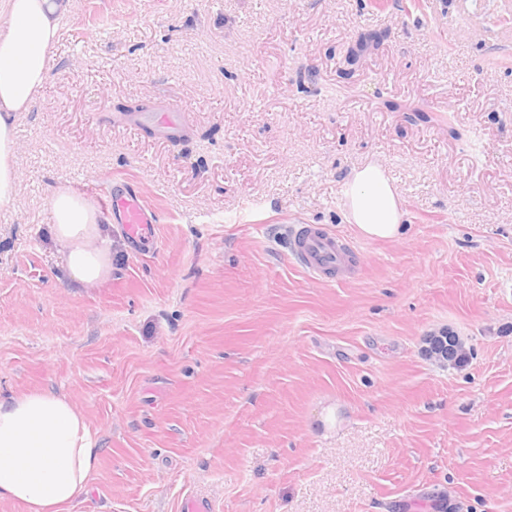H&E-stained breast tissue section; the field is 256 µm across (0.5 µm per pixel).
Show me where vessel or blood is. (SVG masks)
I'll return each mask as SVG.
<instances>
[{
  "label": "vessel or blood",
  "mask_w": 512,
  "mask_h": 512,
  "mask_svg": "<svg viewBox=\"0 0 512 512\" xmlns=\"http://www.w3.org/2000/svg\"><path fill=\"white\" fill-rule=\"evenodd\" d=\"M180 107L166 105L149 116L158 132L168 135L179 131ZM102 204L112 210L126 235L135 242L147 239L153 219L140 195L111 191L105 194ZM296 262L314 279L325 280L346 272L351 262V252L334 234L323 228L303 224L291 232Z\"/></svg>",
  "instance_id": "vessel-or-blood-1"
}]
</instances>
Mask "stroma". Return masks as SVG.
Here are the masks:
<instances>
[{"mask_svg":"<svg viewBox=\"0 0 512 512\" xmlns=\"http://www.w3.org/2000/svg\"><path fill=\"white\" fill-rule=\"evenodd\" d=\"M184 105L183 137L120 101ZM396 102L398 110L387 109ZM0 208V395L48 389L101 448L73 512H512V0H74ZM377 162L406 232L341 187ZM138 189L73 288L47 198ZM349 240L318 281L292 225ZM460 338L452 366L425 339ZM343 216L368 239L398 240L406 215L398 188L377 162L352 170L343 182ZM102 205L112 210V215L117 216L118 224L123 225L124 232L132 241L147 239L153 219L140 195L112 190L104 195Z\"/></svg>","mask_w":512,"mask_h":512,"instance_id":"1","label":"stroma"}]
</instances>
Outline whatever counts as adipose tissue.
Returning a JSON list of instances; mask_svg holds the SVG:
<instances>
[{
    "label": "adipose tissue",
    "instance_id": "adipose-tissue-1",
    "mask_svg": "<svg viewBox=\"0 0 512 512\" xmlns=\"http://www.w3.org/2000/svg\"><path fill=\"white\" fill-rule=\"evenodd\" d=\"M73 0H7L0 19V206L19 186L16 122L43 86L59 21ZM343 216L368 239L403 235V201L377 162L352 170L343 182ZM49 234L70 285L83 288L112 276V222L86 196L54 191ZM101 450L84 415L64 395L36 390L0 396V500L27 512H71L99 464Z\"/></svg>",
    "mask_w": 512,
    "mask_h": 512
}]
</instances>
